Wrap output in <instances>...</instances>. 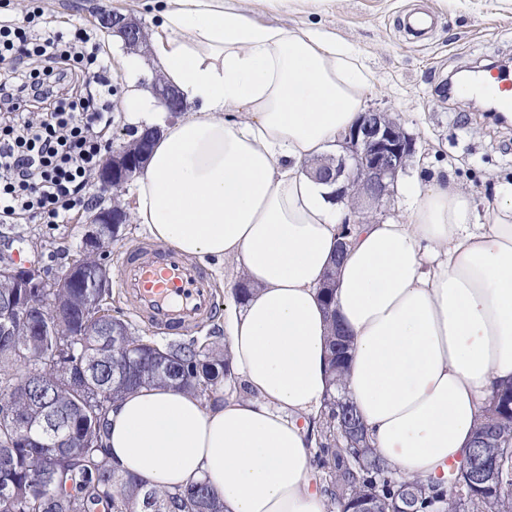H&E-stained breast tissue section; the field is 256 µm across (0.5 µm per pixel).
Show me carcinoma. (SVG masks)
Masks as SVG:
<instances>
[{
	"instance_id": "obj_1",
	"label": "carcinoma",
	"mask_w": 512,
	"mask_h": 512,
	"mask_svg": "<svg viewBox=\"0 0 512 512\" xmlns=\"http://www.w3.org/2000/svg\"><path fill=\"white\" fill-rule=\"evenodd\" d=\"M89 288H59L44 307L52 328L24 324L0 336V512H224L220 495L203 479L171 490L123 474L106 446L108 415L124 394L149 385H175L204 398L224 382V348L172 340L153 349L119 317L89 327ZM331 367L344 371L349 337L332 325ZM359 420L346 396L332 393L315 421L316 457L327 470L330 507L353 512L369 497L377 512L405 507L407 490L446 512H512V383L499 384L475 436L495 435L496 447L472 444L448 476L395 482L370 448L364 428L343 430L338 417ZM497 469L501 480L482 484L476 465Z\"/></svg>"
}]
</instances>
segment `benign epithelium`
I'll return each instance as SVG.
<instances>
[{
  "label": "benign epithelium",
  "instance_id": "benign-epithelium-1",
  "mask_svg": "<svg viewBox=\"0 0 512 512\" xmlns=\"http://www.w3.org/2000/svg\"><path fill=\"white\" fill-rule=\"evenodd\" d=\"M103 28L119 36L126 52H145L146 36L142 23L133 18L114 13L95 3L89 6ZM150 89L160 106L175 118L188 109L180 91L166 83L159 73H154ZM161 133L158 126L142 131L128 130L129 140L114 145L101 162L94 179L99 189L110 192V203L95 200L86 217L89 230L86 233V250L82 257L66 271V281L74 284L78 271L87 260L96 256L103 245L101 229L114 224H125L128 212L120 201L127 185L144 170L147 154L156 137ZM342 151L338 157H328L313 168V176L333 187L330 197L336 202L351 201L352 209L364 205L380 209L395 193L396 179L405 170L407 160L414 151L413 139L404 131L401 123L387 112L369 110L362 113L356 124L343 139L337 141ZM0 276L9 280L15 288H29L36 299L23 303L5 301L0 305V335L11 336L15 323L23 322L33 327L45 319L42 306L55 288L46 279L37 264L29 266L3 265Z\"/></svg>",
  "mask_w": 512,
  "mask_h": 512
}]
</instances>
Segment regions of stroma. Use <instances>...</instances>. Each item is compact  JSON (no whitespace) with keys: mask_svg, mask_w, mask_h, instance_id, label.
<instances>
[{"mask_svg":"<svg viewBox=\"0 0 512 512\" xmlns=\"http://www.w3.org/2000/svg\"><path fill=\"white\" fill-rule=\"evenodd\" d=\"M87 2L41 0V6L62 20L64 31L92 29L102 56L111 60L118 93L107 137L116 144L134 125L129 84L150 80L156 67L151 55L126 53L118 37L99 27ZM244 6L259 21L312 26L358 48L374 76L365 109L399 117L414 139L406 175L425 167L447 174L480 210L493 202L496 186L512 184V125H497L466 100L442 92L461 68L512 62V0H309L285 11L273 10L267 0H245ZM408 11L433 16L424 40L403 31L400 17ZM87 215L84 209L72 212L64 224H0V263L9 260L11 242L19 238L31 260L49 275L61 274L85 248Z\"/></svg>","mask_w":512,"mask_h":512,"instance_id":"35a3bbf8","label":"stroma"}]
</instances>
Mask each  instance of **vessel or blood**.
<instances>
[{
	"label": "vessel or blood",
	"instance_id": "obj_1",
	"mask_svg": "<svg viewBox=\"0 0 512 512\" xmlns=\"http://www.w3.org/2000/svg\"><path fill=\"white\" fill-rule=\"evenodd\" d=\"M461 88L481 91L498 110L512 111L510 73L475 71ZM118 281L136 316L174 336L187 334L217 311L208 271L170 247L148 244L129 250Z\"/></svg>",
	"mask_w": 512,
	"mask_h": 512
}]
</instances>
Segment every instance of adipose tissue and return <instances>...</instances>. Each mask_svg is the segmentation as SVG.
Returning <instances> with one entry per match:
<instances>
[{
    "label": "adipose tissue",
    "mask_w": 512,
    "mask_h": 512,
    "mask_svg": "<svg viewBox=\"0 0 512 512\" xmlns=\"http://www.w3.org/2000/svg\"><path fill=\"white\" fill-rule=\"evenodd\" d=\"M152 54L192 105L158 125L131 216L183 255L231 260L251 293L224 302L230 377L212 399L144 387L113 404L124 472L207 480L224 512H326L310 488V418L332 389L320 287L339 241L334 307L352 350L345 388L366 437L406 479L469 449L493 387L512 381V186L477 210L439 175L403 181L404 210L343 225L307 172L354 125L372 73L335 34L253 20L241 0H164Z\"/></svg>",
    "instance_id": "obj_1"
}]
</instances>
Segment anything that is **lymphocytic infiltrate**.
<instances>
[{
  "label": "lymphocytic infiltrate",
  "instance_id": "1",
  "mask_svg": "<svg viewBox=\"0 0 512 512\" xmlns=\"http://www.w3.org/2000/svg\"><path fill=\"white\" fill-rule=\"evenodd\" d=\"M115 94L86 30H59L38 5L22 21L0 16V224H61L91 204Z\"/></svg>",
  "mask_w": 512,
  "mask_h": 512
}]
</instances>
